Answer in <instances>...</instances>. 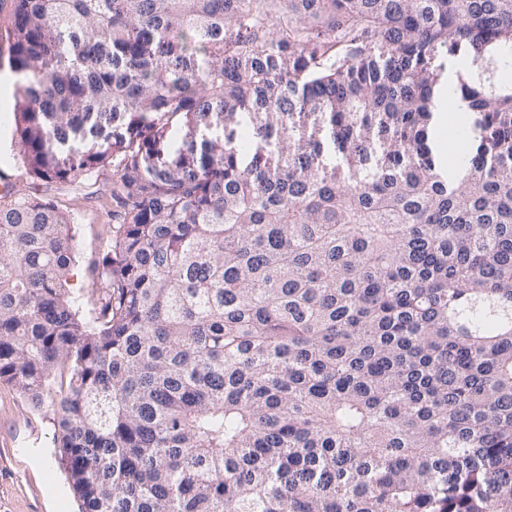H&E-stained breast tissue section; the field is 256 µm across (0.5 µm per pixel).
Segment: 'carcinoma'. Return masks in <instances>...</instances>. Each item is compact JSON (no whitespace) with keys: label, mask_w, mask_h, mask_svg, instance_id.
<instances>
[{"label":"carcinoma","mask_w":512,"mask_h":512,"mask_svg":"<svg viewBox=\"0 0 512 512\" xmlns=\"http://www.w3.org/2000/svg\"><path fill=\"white\" fill-rule=\"evenodd\" d=\"M13 18L26 174L120 158L87 317L70 215L0 202V381L52 407L80 512H512V0ZM444 101L479 140L454 177Z\"/></svg>","instance_id":"carcinoma-1"}]
</instances>
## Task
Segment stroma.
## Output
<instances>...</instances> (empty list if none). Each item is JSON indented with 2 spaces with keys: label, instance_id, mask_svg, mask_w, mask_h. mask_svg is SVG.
I'll list each match as a JSON object with an SVG mask.
<instances>
[{
  "label": "stroma",
  "instance_id": "obj_1",
  "mask_svg": "<svg viewBox=\"0 0 512 512\" xmlns=\"http://www.w3.org/2000/svg\"><path fill=\"white\" fill-rule=\"evenodd\" d=\"M13 2L0 0V176L14 178L16 195L52 201L71 214L77 258L69 286L86 309L102 286L92 277L88 263L109 245L112 173L107 170L100 174L92 189L79 182L59 184L26 175L14 135L16 76L8 63ZM52 416L50 407L35 406L0 381V512H78V503L55 457Z\"/></svg>",
  "mask_w": 512,
  "mask_h": 512
}]
</instances>
